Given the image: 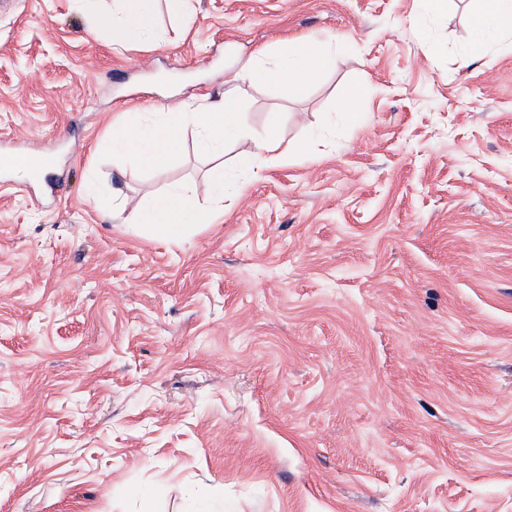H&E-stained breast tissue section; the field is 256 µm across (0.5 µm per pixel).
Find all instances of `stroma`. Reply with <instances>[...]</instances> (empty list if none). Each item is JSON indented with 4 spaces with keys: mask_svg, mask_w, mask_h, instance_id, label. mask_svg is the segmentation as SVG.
<instances>
[{
    "mask_svg": "<svg viewBox=\"0 0 512 512\" xmlns=\"http://www.w3.org/2000/svg\"><path fill=\"white\" fill-rule=\"evenodd\" d=\"M476 6L157 0L122 47L73 0L0 10V147L66 179L0 169V512H512V51L463 60ZM327 34L312 84L231 80ZM227 90L286 160L113 153ZM218 175L178 241L112 216ZM361 94L357 88L345 89L336 101V112H341L346 120L359 123L363 119L361 113Z\"/></svg>",
    "mask_w": 512,
    "mask_h": 512,
    "instance_id": "stroma-1",
    "label": "stroma"
}]
</instances>
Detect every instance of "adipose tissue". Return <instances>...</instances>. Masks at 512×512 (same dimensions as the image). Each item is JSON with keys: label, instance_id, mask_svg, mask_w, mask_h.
<instances>
[{"label": "adipose tissue", "instance_id": "ef3b65f1", "mask_svg": "<svg viewBox=\"0 0 512 512\" xmlns=\"http://www.w3.org/2000/svg\"><path fill=\"white\" fill-rule=\"evenodd\" d=\"M107 23L113 43L123 45L150 40L156 0H118ZM471 41L465 56L479 53L487 44L498 42L512 48V0H482L470 18ZM333 38L321 40L295 38L286 41L274 65L255 63L240 71V78L255 84H275L288 89L313 83L330 68ZM199 133L201 150L219 155L233 138L254 137L255 151L243 166L259 172L264 164L288 156V144L275 131L252 135L233 101L226 96L212 100L204 111L160 113L157 122L135 124L112 136L115 153L132 155L148 166L166 164L176 152L180 133L185 127ZM224 205V181L206 183L204 190L175 186L158 196L130 221L142 225L147 235L176 241L193 230L195 224L207 221L213 209Z\"/></svg>", "mask_w": 512, "mask_h": 512}]
</instances>
